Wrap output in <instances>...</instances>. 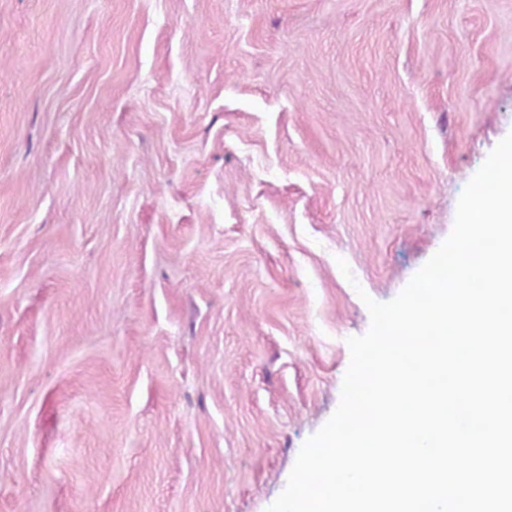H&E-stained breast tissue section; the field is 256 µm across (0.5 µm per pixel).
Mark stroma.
<instances>
[{"mask_svg": "<svg viewBox=\"0 0 512 512\" xmlns=\"http://www.w3.org/2000/svg\"><path fill=\"white\" fill-rule=\"evenodd\" d=\"M511 133L512 0H0V512H266Z\"/></svg>", "mask_w": 512, "mask_h": 512, "instance_id": "stroma-1", "label": "stroma"}]
</instances>
